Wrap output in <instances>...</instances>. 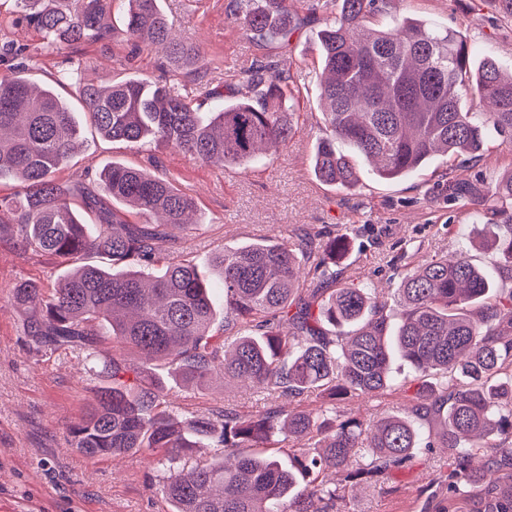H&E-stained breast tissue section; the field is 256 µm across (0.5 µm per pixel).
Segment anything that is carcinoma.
Masks as SVG:
<instances>
[{
	"label": "carcinoma",
	"instance_id": "obj_1",
	"mask_svg": "<svg viewBox=\"0 0 512 512\" xmlns=\"http://www.w3.org/2000/svg\"><path fill=\"white\" fill-rule=\"evenodd\" d=\"M378 0H312L321 14L320 108L323 128L312 157L315 178L351 189L365 159L383 180H401L434 162L478 156L489 142H512V72L493 58L471 69L473 48L456 30L413 16L378 21ZM18 22L43 36L44 52L110 37V0H18ZM237 32L288 47L295 0H231ZM127 38L162 55L171 79L80 83L82 112L104 139L142 147L162 142L219 167L248 165L278 152L294 132L293 109L278 64L262 61L232 75L230 101L200 84L211 108L193 107L179 74H207L198 45L177 40L159 0H127ZM27 49L0 48V178L19 185L0 198V241L24 254L51 255L68 270L52 292L20 279L7 301L26 316L24 342L39 354L94 356L113 341L145 361H170L185 386L210 385L213 373L244 379L256 390L321 396L316 413L268 408L245 415L161 408L163 387L148 369L114 358L112 383L70 426L72 447L90 459L148 449L165 465L158 491L170 512H342L346 483L375 486L418 453L443 449L445 471L429 486L471 512H512V288L497 285L459 250L407 270L396 288L400 320L370 290L336 281V259L349 235L319 240L292 229L276 241L216 253L204 278L176 254L179 234L194 224V198L147 168L114 163L98 172L101 193L60 180L82 139L71 105L51 87L19 74ZM477 102L465 108L462 93ZM447 200L478 207L494 193L512 200V170L492 186L455 176ZM96 216L87 223L85 214ZM512 213L482 225L479 245L495 250L512 275ZM326 288H306L300 266ZM224 310L214 303L215 289ZM233 330L212 341L219 314ZM401 360L418 381L410 406L367 420L336 418L348 394L381 396L399 388ZM437 426L436 442L424 426ZM500 433L502 443L486 447ZM286 457L264 451L276 436ZM224 454L186 468L197 448Z\"/></svg>",
	"mask_w": 512,
	"mask_h": 512
}]
</instances>
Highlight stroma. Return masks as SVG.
I'll use <instances>...</instances> for the list:
<instances>
[{"label": "stroma", "mask_w": 512, "mask_h": 512, "mask_svg": "<svg viewBox=\"0 0 512 512\" xmlns=\"http://www.w3.org/2000/svg\"><path fill=\"white\" fill-rule=\"evenodd\" d=\"M228 2L161 0V8L178 37L201 46L213 83H224L229 68H248L262 56L278 61L300 104L287 148L258 164L221 169L161 143L141 148L105 140L88 128L82 151L71 157L60 180L89 182L115 162L142 167L157 162L160 174L193 196L206 218L181 244L184 256L200 267H208L220 250L297 226L324 238L345 229L344 279L386 296L418 260L453 254L476 236L473 210L443 202L444 183L432 169L388 182L361 165L353 196L319 183L311 167L321 121L319 23L301 26L283 51L240 36L227 16ZM383 8L463 32L478 54L492 55L512 71V29L499 21L489 0H385ZM74 57L84 83L107 85L120 75L158 81L169 76L158 55L135 50L120 28L100 43L40 54L23 72L32 82L51 84ZM62 271L54 257L24 255L0 244V512H169L154 489L162 473L151 452L89 459L69 445L70 425L93 400L89 384L108 385L107 373L69 354L33 355L24 345V317L7 304L9 287L31 278L49 289ZM164 394L167 409L176 413L229 407L253 414L268 404L235 380H214L204 391L171 381ZM439 460L436 454L420 455L377 487L355 488L345 512H427L424 489Z\"/></svg>", "instance_id": "1"}]
</instances>
